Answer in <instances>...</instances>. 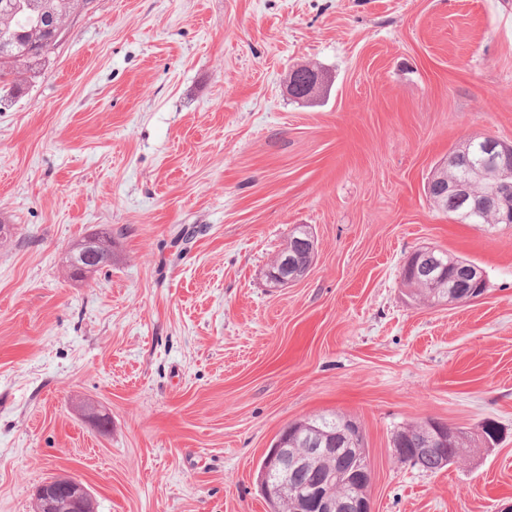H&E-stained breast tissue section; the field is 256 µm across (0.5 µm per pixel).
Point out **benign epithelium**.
Masks as SVG:
<instances>
[{"instance_id": "obj_1", "label": "benign epithelium", "mask_w": 512, "mask_h": 512, "mask_svg": "<svg viewBox=\"0 0 512 512\" xmlns=\"http://www.w3.org/2000/svg\"><path fill=\"white\" fill-rule=\"evenodd\" d=\"M317 85L315 73L309 69L296 68L291 72V89L296 98L306 99ZM483 155L481 164L469 170L464 177H448V165L442 163L432 173L427 182V194L433 204L443 208V197L449 193L458 197L468 210L464 216L479 212L483 201L494 200L506 207L505 222L512 221V143L507 144L491 137H472L465 141L462 150L453 155V162L468 161L472 151ZM301 254L291 260L273 263L267 271L268 280L275 284L294 281L309 270L314 252V241L308 232L303 237H294ZM443 251L425 248L416 251L403 269V277L425 278L434 292L446 296L450 303H462L475 299L474 293L461 296L457 280L446 274L441 255ZM296 432V427L288 426L279 435L265 457L263 479L265 491L271 497L291 500L295 512H372L370 497L363 490L338 498L333 492L340 479L349 480V475L332 467L324 470L315 480L300 485L288 481V476L312 468L320 457L333 456L335 448H323L325 440L312 438L309 448L296 453L288 448V439ZM459 431L447 423L428 419L406 427V432L392 437V445L397 456L409 454L417 457L448 447ZM36 512H91L93 501L89 488L74 477L53 478L36 487Z\"/></svg>"}]
</instances>
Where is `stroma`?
Wrapping results in <instances>:
<instances>
[{
  "instance_id": "1",
  "label": "stroma",
  "mask_w": 512,
  "mask_h": 512,
  "mask_svg": "<svg viewBox=\"0 0 512 512\" xmlns=\"http://www.w3.org/2000/svg\"><path fill=\"white\" fill-rule=\"evenodd\" d=\"M471 136L512 143V0H90L0 91V512L65 476L95 512H270L264 456L324 413L362 429L372 512H512V226L424 190ZM297 226L312 264L273 286ZM426 247L484 294H412ZM428 419L466 437L435 473L391 447Z\"/></svg>"
}]
</instances>
